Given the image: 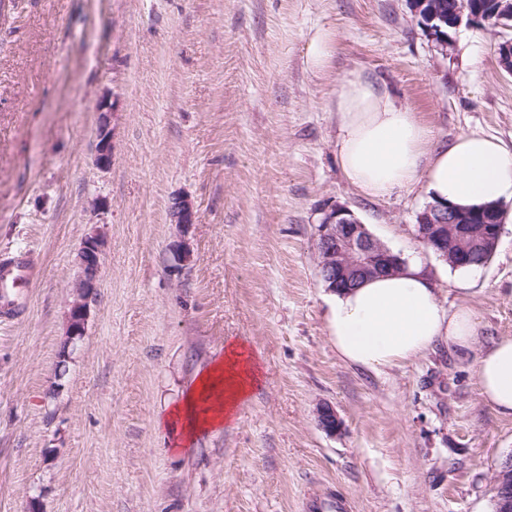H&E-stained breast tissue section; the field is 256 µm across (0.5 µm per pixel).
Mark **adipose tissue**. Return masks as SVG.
I'll return each mask as SVG.
<instances>
[{
	"label": "adipose tissue",
	"instance_id": "ef3b65f1",
	"mask_svg": "<svg viewBox=\"0 0 512 512\" xmlns=\"http://www.w3.org/2000/svg\"><path fill=\"white\" fill-rule=\"evenodd\" d=\"M336 154L346 180L379 199L424 184L432 200L456 206L512 201V146L480 133L449 143L390 92L352 73L336 94ZM330 340L345 362L368 369L393 366L444 344L468 349L476 326L464 308L445 309L421 261L410 258L391 275L334 292ZM480 393L498 412L512 415V338L494 341L476 361ZM257 383L251 357L230 344L171 412L184 441L223 427Z\"/></svg>",
	"mask_w": 512,
	"mask_h": 512
}]
</instances>
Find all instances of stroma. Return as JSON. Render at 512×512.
<instances>
[{"label":"stroma","mask_w":512,"mask_h":512,"mask_svg":"<svg viewBox=\"0 0 512 512\" xmlns=\"http://www.w3.org/2000/svg\"><path fill=\"white\" fill-rule=\"evenodd\" d=\"M322 32L333 55L318 71ZM506 39L512 26H463L441 51L409 0H0V249H27L37 271L27 311L0 328V512H301L330 490L352 512H494L512 416L483 400L475 364L512 337V223L455 285L417 238L423 185L370 199L345 180L335 102L363 71L437 141L512 145ZM183 198L199 213L185 232L171 216ZM339 207L420 257L445 308L472 311L473 350L376 371L340 359L315 254ZM94 224L98 293L60 378ZM232 343L259 382L183 444L169 413ZM325 406L340 432L321 427ZM331 44L329 34L323 32L316 35L313 39L310 52L309 62L315 69H323L329 62L331 56ZM99 110L103 117L98 127V145L95 164L101 169H108L112 165V126L109 117L112 113V103L102 100Z\"/></svg>","instance_id":"stroma-1"}]
</instances>
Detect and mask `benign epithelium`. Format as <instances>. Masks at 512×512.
<instances>
[{
	"label": "benign epithelium",
	"mask_w": 512,
	"mask_h": 512,
	"mask_svg": "<svg viewBox=\"0 0 512 512\" xmlns=\"http://www.w3.org/2000/svg\"><path fill=\"white\" fill-rule=\"evenodd\" d=\"M433 30L442 31L444 24L458 28L462 24L481 25L496 29L503 25L502 18L482 15L462 0L451 20H446L438 11L429 16ZM103 117L98 127V145L95 164L101 169L112 165V126L109 117L112 103L103 100L99 104ZM172 217L175 223L188 227L199 219L193 204L187 199L174 203ZM418 238L422 244L443 260L448 253L458 255L460 265L469 263L471 252L491 243L498 245L503 225L471 224L450 206L438 203L427 205L416 216ZM104 232L96 225L85 235L77 252V264L81 275L74 284L68 303L65 339L74 345L86 333V326L99 287L102 264ZM319 273L332 286H353L362 274H377L391 270L398 256L376 239L351 211L338 208L331 211L319 226L316 243ZM320 425L329 433L340 428L335 411L324 407L318 414ZM498 510L512 512V454L501 464L495 475Z\"/></svg>",
	"instance_id": "7a95c632"
}]
</instances>
